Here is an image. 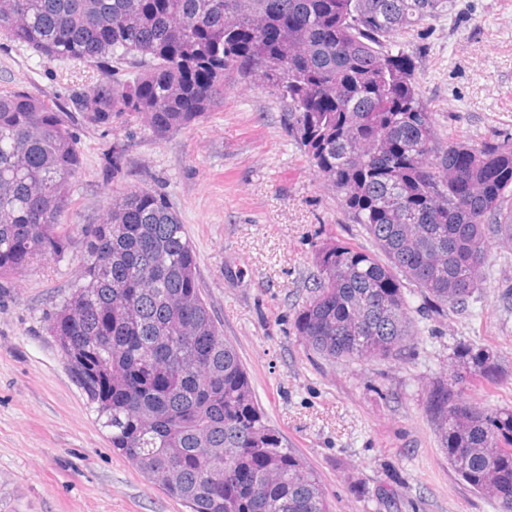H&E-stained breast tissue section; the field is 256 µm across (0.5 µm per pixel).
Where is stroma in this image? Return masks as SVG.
Listing matches in <instances>:
<instances>
[{"label":"stroma","mask_w":512,"mask_h":512,"mask_svg":"<svg viewBox=\"0 0 512 512\" xmlns=\"http://www.w3.org/2000/svg\"><path fill=\"white\" fill-rule=\"evenodd\" d=\"M417 66L440 134L473 141L512 134V0H454L399 36ZM97 70L50 59L0 36V91L23 89L64 107ZM266 89L224 77L213 112L162 141L137 121L75 125L84 168L69 227L99 222L126 189L163 194L197 256L202 293L249 374L285 447L315 470L332 512H497L450 468L426 410L461 346L492 350L497 383L467 378L475 405L512 408V242L491 240L487 275L464 309L421 308L414 350L390 361L331 360L306 348L296 310L336 241L370 248L319 180ZM127 166L102 178L112 144ZM81 244L36 258L0 289V512H189L119 451L71 377L46 320L76 283ZM395 489L379 502L378 488Z\"/></svg>","instance_id":"35a3bbf8"}]
</instances>
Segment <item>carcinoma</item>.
<instances>
[{
	"instance_id": "carcinoma-1",
	"label": "carcinoma",
	"mask_w": 512,
	"mask_h": 512,
	"mask_svg": "<svg viewBox=\"0 0 512 512\" xmlns=\"http://www.w3.org/2000/svg\"><path fill=\"white\" fill-rule=\"evenodd\" d=\"M448 0H0V34L106 74L65 109L0 92V280L39 255L63 258L83 155L72 126L139 119L162 141L212 111L232 72L283 100L288 136L336 190L374 249L318 250L294 327L334 360H390L421 332L404 282L436 309L464 307L512 241V136L437 132L412 59L395 37ZM127 164L112 147L103 179ZM79 283L47 331L96 405L112 447L191 512H331L317 473L269 424L236 349L205 300L196 254L165 197L125 190L78 228ZM427 393L448 465L498 512H512V410L461 388L493 380L488 349Z\"/></svg>"
}]
</instances>
